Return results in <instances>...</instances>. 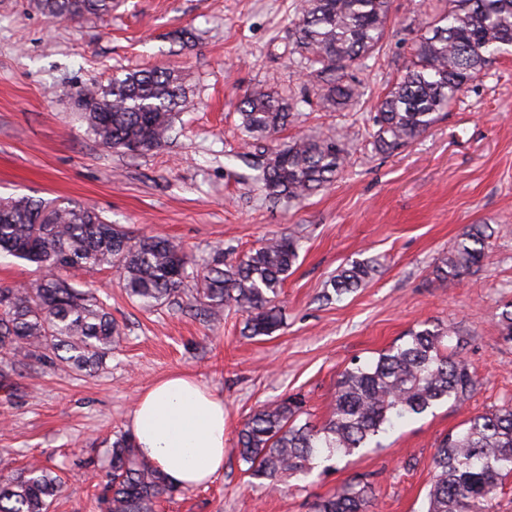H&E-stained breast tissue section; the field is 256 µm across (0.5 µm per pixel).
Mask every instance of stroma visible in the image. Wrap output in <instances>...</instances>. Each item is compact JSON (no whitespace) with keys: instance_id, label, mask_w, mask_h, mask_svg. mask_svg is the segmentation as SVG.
Wrapping results in <instances>:
<instances>
[{"instance_id":"1","label":"stroma","mask_w":512,"mask_h":512,"mask_svg":"<svg viewBox=\"0 0 512 512\" xmlns=\"http://www.w3.org/2000/svg\"><path fill=\"white\" fill-rule=\"evenodd\" d=\"M298 0H118L112 14L52 21L35 0H0V198H60L96 207L130 234L179 239L196 256L215 244L239 256L271 235L299 242L277 299L283 327L246 337L244 313L220 325L175 305L132 303L115 271L86 274L105 296L123 338L96 376L50 364L0 392V459L38 458L64 487L51 512H102L105 441L127 431L139 393L176 372L224 399V469L179 488L158 512H311L312 502L351 481L375 490L372 512H426L432 460L444 437L512 399V341L498 321L512 306V55L470 81L442 120L390 154L372 146L370 114L398 77L421 28L446 0H391L383 49L349 68L365 95L345 112L301 104L312 86L291 22ZM171 67L190 90L177 135L157 151L123 153L87 133L76 94L113 75ZM261 87L297 102L283 144L345 135L347 163L302 203L271 204L247 180L237 106ZM472 224L494 229L479 271L448 285L435 265ZM381 267L363 288L328 301L326 283L358 256ZM454 325L459 352L479 381L463 405L445 403L385 435L379 448L286 479L273 492L249 485L236 435L263 404L302 401L323 424L340 373L376 358L421 322Z\"/></svg>"}]
</instances>
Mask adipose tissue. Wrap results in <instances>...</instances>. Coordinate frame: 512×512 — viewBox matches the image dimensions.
<instances>
[{
    "mask_svg": "<svg viewBox=\"0 0 512 512\" xmlns=\"http://www.w3.org/2000/svg\"><path fill=\"white\" fill-rule=\"evenodd\" d=\"M129 428L140 455L176 487L202 485L224 468V400L191 375L172 374L144 390Z\"/></svg>",
    "mask_w": 512,
    "mask_h": 512,
    "instance_id": "obj_1",
    "label": "adipose tissue"
}]
</instances>
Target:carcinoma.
Listing matches in <instances>:
<instances>
[{"mask_svg": "<svg viewBox=\"0 0 512 512\" xmlns=\"http://www.w3.org/2000/svg\"><path fill=\"white\" fill-rule=\"evenodd\" d=\"M57 20L112 11V0H37ZM390 0H300L292 20L300 63L309 71L316 100L327 112L345 110L364 96L347 68L380 51L388 33ZM404 73L378 100L370 117L373 147L390 153L415 141L439 120L466 85L512 48V0H448V9L423 25ZM81 118L99 143L117 151L165 146L178 112L188 104L182 78L150 69L112 78L79 93ZM241 134L257 141L288 126L291 106L255 89L239 104ZM264 156L254 181L272 202L303 201L331 184L343 169L341 138L302 136L282 148L259 147ZM491 225L472 224L435 266L453 283L478 271ZM298 240L274 234L243 258L227 262L214 247L197 262L174 239L131 236L91 206L58 199L19 197L0 202V256L33 264L41 276L24 288L0 287V390L12 395V376L48 362L64 373L91 376L103 369L122 329L106 304L79 276L115 269L125 295L141 307L186 305L210 322L237 308L251 336L283 326L276 300L298 259ZM374 258L355 259L329 281L324 299L364 286L378 271ZM460 338L450 325L424 322L409 339L375 359L352 362L336 384L326 422H298L299 403L283 399L255 411L238 432L244 473L275 491L285 477L307 476L316 460L331 461L360 448H379V437L405 418L445 402L461 404L478 381L468 363L447 352ZM110 470L103 484L106 512H156L173 491L161 469L141 459L130 434L107 445ZM434 480L426 512H489L503 481L512 476V403L467 422L433 457ZM62 478L39 461L0 470V512H50ZM374 490L358 481L316 499L312 512H369Z\"/></svg>", "mask_w": 512, "mask_h": 512, "instance_id": "cac0c4a2", "label": "carcinoma"}]
</instances>
